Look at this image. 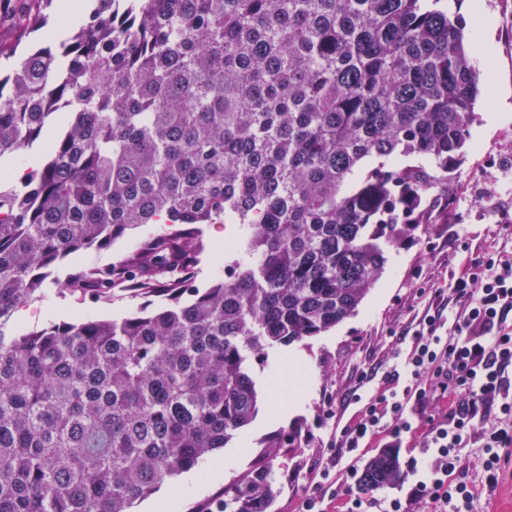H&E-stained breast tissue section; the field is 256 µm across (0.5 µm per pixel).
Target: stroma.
I'll use <instances>...</instances> for the list:
<instances>
[{
  "instance_id": "35a3bbf8",
  "label": "stroma",
  "mask_w": 512,
  "mask_h": 512,
  "mask_svg": "<svg viewBox=\"0 0 512 512\" xmlns=\"http://www.w3.org/2000/svg\"><path fill=\"white\" fill-rule=\"evenodd\" d=\"M447 6L449 17L464 26L474 14L490 18V29L480 30L479 37L492 59H474L483 79L479 119L463 162L448 173L447 198L429 206V231L388 250L382 277L354 316L253 362L259 417L224 451L166 482L150 501L137 502L135 512H145L151 501L157 512H200L223 498L225 485L247 471L274 441L280 453L273 475L281 488L275 510L299 512L308 480L332 454L329 439L358 415V405H344L343 396L360 386L368 392L377 389L374 381L361 384V376L375 366L387 371L395 365L393 336L417 322L433 289L447 287L449 274L462 267L466 255L494 245L512 256V233L504 229L506 217L512 216V0H448ZM39 45V32L29 31L19 19L0 24V73L9 74ZM492 113L497 116L493 124L488 121ZM166 230L163 224H144L108 247L83 251L76 262L60 264L44 287L14 310L6 333L83 317L111 319L160 306L158 298L121 292L96 301L67 290L66 284L76 269L110 265L140 238ZM203 234L204 249L192 280L200 289L223 277L224 258L233 246L232 237L215 240L211 225H204ZM507 454L497 487H477V512H512V447Z\"/></svg>"
}]
</instances>
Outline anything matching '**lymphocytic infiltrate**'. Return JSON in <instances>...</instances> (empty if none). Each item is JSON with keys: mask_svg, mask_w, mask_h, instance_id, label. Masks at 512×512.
<instances>
[{"mask_svg": "<svg viewBox=\"0 0 512 512\" xmlns=\"http://www.w3.org/2000/svg\"><path fill=\"white\" fill-rule=\"evenodd\" d=\"M448 299L453 309L430 305L415 326L402 370L387 373L374 393H351L361 410L333 442L348 463L317 467L300 512H321L327 500L342 501L345 512H408L400 499L353 492L358 449L382 439L391 448L411 439L431 457L414 495L433 512H473L476 484L497 486L502 451L512 447V258L497 250L467 258L450 275ZM474 440L476 472L466 463Z\"/></svg>", "mask_w": 512, "mask_h": 512, "instance_id": "1", "label": "lymphocytic infiltrate"}]
</instances>
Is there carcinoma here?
Returning a JSON list of instances; mask_svg holds the SVG:
<instances>
[{
	"label": "carcinoma",
	"mask_w": 512,
	"mask_h": 512,
	"mask_svg": "<svg viewBox=\"0 0 512 512\" xmlns=\"http://www.w3.org/2000/svg\"><path fill=\"white\" fill-rule=\"evenodd\" d=\"M0 80V512H131L258 413L252 361L353 315L387 250L448 195L477 120L478 36L440 0H95ZM238 258L191 287L203 225ZM140 224L65 284L167 302L10 338L52 270ZM269 445L206 512H271ZM402 476L398 450L359 489Z\"/></svg>",
	"instance_id": "obj_1"
}]
</instances>
